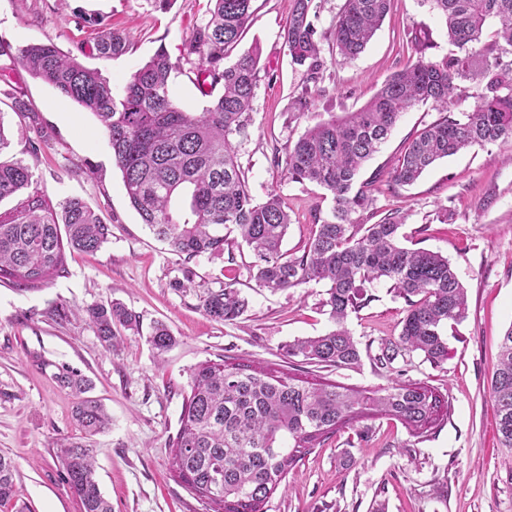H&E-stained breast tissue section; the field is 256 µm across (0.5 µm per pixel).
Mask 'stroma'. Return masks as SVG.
<instances>
[{
  "instance_id": "35a3bbf8",
  "label": "stroma",
  "mask_w": 512,
  "mask_h": 512,
  "mask_svg": "<svg viewBox=\"0 0 512 512\" xmlns=\"http://www.w3.org/2000/svg\"><path fill=\"white\" fill-rule=\"evenodd\" d=\"M293 0H253V19L237 53L259 47L260 81L254 120L238 142V158L251 194L276 192L291 223L283 242L300 254L315 230L316 214L332 206L317 186L290 181L289 144L308 126L363 107L382 83L417 55L412 32L429 33L427 54L439 59L451 46L441 15L429 0H392L391 9L365 50L346 59L323 45L324 79L312 90L309 112L294 100L305 70L294 65L283 34ZM121 29L129 49L103 60L84 57L113 87L158 47L178 56L184 39L202 20L198 0H173L167 10L152 0H0V41L18 48L55 43L63 50L92 44V19ZM8 82H0V122L10 134V156L33 173L31 188L50 206L67 198L85 201L112 235L92 254L68 252L62 274L27 288L0 282V453L16 463V497L4 512H82L63 479L53 443L80 437L72 417L75 397L60 378L89 381V394L111 417L93 439L99 487L112 512H205L198 497L171 469L170 440L180 426L190 376L203 362L261 364L313 383L373 391L393 381L437 389L451 409L427 440L419 442L397 420L366 418L325 440L299 461L266 505V512H512V449L500 447L490 395L501 338L512 326V143L473 146L437 161L411 185L381 181L372 189L375 217L404 216L400 230L409 248L441 252L467 292V314L448 333V359L435 367L413 358L380 368L382 340L398 336L406 304L390 283L369 285L373 300L351 315L348 328L361 351L357 368L336 370L288 359L282 347L318 336L332 324L320 307L325 283L271 292L246 273L247 247L234 261L203 255L192 260L198 280L217 287L236 271L248 311L230 324L206 317L195 293L172 288L181 262L129 204L112 150L93 116L19 65L0 57ZM24 96L46 134L31 151L27 120L10 108ZM440 116L433 103L405 112L388 141L361 171L369 179L391 167L404 142ZM120 301L139 315L137 334L123 327L121 342L106 350L84 318L57 316L56 306L86 307ZM160 321L176 343L157 353L145 331Z\"/></svg>"
}]
</instances>
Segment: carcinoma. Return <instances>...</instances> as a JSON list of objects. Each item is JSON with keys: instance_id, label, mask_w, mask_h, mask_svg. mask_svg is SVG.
<instances>
[{"instance_id": "obj_1", "label": "carcinoma", "mask_w": 512, "mask_h": 512, "mask_svg": "<svg viewBox=\"0 0 512 512\" xmlns=\"http://www.w3.org/2000/svg\"><path fill=\"white\" fill-rule=\"evenodd\" d=\"M204 21L196 25L176 59L159 47L133 71L121 90L98 69L85 66L76 51L54 43L19 48L0 42V57L21 64L62 97L92 114L108 139L122 174L130 206L185 267L172 287H198L187 267L202 255L228 254L244 243L253 261L246 266L255 287L269 291L298 288L311 281L327 285L320 305L334 328L319 336L297 338L283 346L288 358L336 369L359 366L361 353L346 327L348 317L371 300L367 285L392 283L407 310L399 335L381 342L374 357L381 368L397 358L415 356L434 367L448 360V328L460 324L467 297L448 257L414 249L400 241L402 217L392 212L374 224L355 215L373 203L367 183L358 182L363 165L387 141L400 116L432 101L443 112L412 139L390 172V181L411 185L437 160L473 145L512 142V0H430L445 18L453 50L441 59L423 55L427 37L414 41L421 55L392 73L374 97L356 112L307 128L288 150V179L312 183L331 197L327 216L315 218L316 230L302 254L281 250L290 218L281 197L271 192L255 202L238 162L236 138L253 122L259 81V49L225 65L250 23L253 0H204ZM391 0H343L334 25L320 33L315 0H293L285 33L292 61L305 67L307 82L318 84L325 61L321 43L332 40L339 54L361 53L389 11ZM497 23L485 38L490 21ZM128 49L123 32L105 27L93 50L102 59ZM186 75L210 105L191 112L175 101L171 74ZM476 99L470 112L455 118L448 106ZM23 160L0 161V201L32 183ZM112 236L81 200L67 198L52 209L29 196L0 213V281L31 286L65 271V250L95 253ZM232 277L199 296L209 319L231 323L248 309ZM106 350L119 344L113 326L139 332L140 321L120 302L82 309ZM159 352L176 343L168 327L156 323L148 338ZM77 391L73 417L83 436L56 449L65 481L79 497L83 512H112L96 477L91 437L109 426L101 402L86 395L83 380L61 377ZM180 427L171 441L172 466L181 482L208 501L209 512H264L268 499L302 455L340 429L384 415L424 438L449 409L435 389L421 383H394L373 393L337 384L308 385L277 371L240 362H205L192 373ZM499 438L512 448V325L501 344L491 380ZM17 466L0 454V506L15 497Z\"/></svg>"}]
</instances>
